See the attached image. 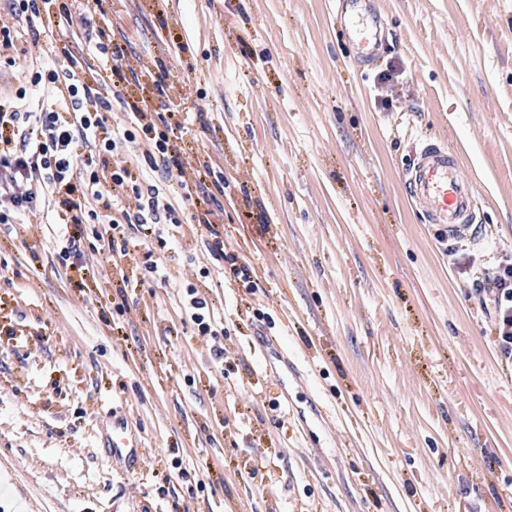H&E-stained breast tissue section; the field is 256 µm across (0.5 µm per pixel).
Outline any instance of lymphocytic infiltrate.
<instances>
[{
	"label": "lymphocytic infiltrate",
	"instance_id": "1",
	"mask_svg": "<svg viewBox=\"0 0 512 512\" xmlns=\"http://www.w3.org/2000/svg\"><path fill=\"white\" fill-rule=\"evenodd\" d=\"M52 10L59 21L81 27L95 61H80L62 47L66 67L38 69L28 87L16 91L18 101L31 89L46 92L49 108L23 111L0 102V223L13 224L51 206L64 242L60 256L67 260L82 258L86 224L105 217L113 233L100 251L111 261L128 257V231H136L144 247L162 246L165 226L177 228L187 219L205 227L211 254L222 259L223 235L210 220L212 198L203 191L211 172L203 168L186 176L187 163L170 139L184 126L181 112L160 113L145 98L129 95L124 50L94 24L93 8L75 14L68 0H11L10 20L0 19V46H13L15 22L31 26ZM116 109L127 114L129 129L110 125L107 114ZM120 141L127 156L115 161L111 154ZM80 155L85 163L78 168L74 160ZM148 169L176 178L190 208L187 218H180L162 189L146 183ZM493 279L496 343L511 357L512 265L499 266Z\"/></svg>",
	"mask_w": 512,
	"mask_h": 512
}]
</instances>
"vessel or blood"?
Masks as SVG:
<instances>
[{
  "instance_id": "vessel-or-blood-1",
  "label": "vessel or blood",
  "mask_w": 512,
  "mask_h": 512,
  "mask_svg": "<svg viewBox=\"0 0 512 512\" xmlns=\"http://www.w3.org/2000/svg\"><path fill=\"white\" fill-rule=\"evenodd\" d=\"M336 18L344 44L362 71L371 70L380 59L388 32L374 0H335ZM406 192L427 223L436 225L443 238L453 241L475 238L480 214L475 206V189L464 174L457 153L447 145L417 140L413 156L403 171ZM250 350L259 364V375L273 381L285 400L274 415L277 423L291 420L320 422L326 408L309 396L293 401L288 397L296 365L288 358L284 343L257 329ZM114 460L136 467L140 453L134 437L128 436L120 421H113L108 443Z\"/></svg>"
}]
</instances>
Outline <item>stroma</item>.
<instances>
[{
  "mask_svg": "<svg viewBox=\"0 0 512 512\" xmlns=\"http://www.w3.org/2000/svg\"><path fill=\"white\" fill-rule=\"evenodd\" d=\"M375 4L392 40L364 73L332 0H103L94 21L126 51L129 92L167 68L151 104L188 114L176 146L209 165L224 252L256 287L224 281L192 226L143 280L138 239L101 261L106 221L83 273L45 214L0 224V512H512V360L475 292L512 263V0ZM32 41L0 49V89L63 64ZM421 138L459 151L477 240L440 241L407 195ZM191 285L223 322L229 378L182 313ZM258 312L342 429L323 449L271 419ZM111 408L141 442L137 472L101 447Z\"/></svg>",
  "mask_w": 512,
  "mask_h": 512,
  "instance_id": "1",
  "label": "stroma"
}]
</instances>
